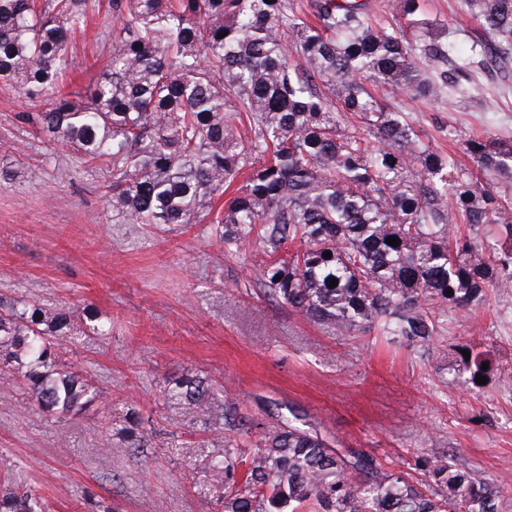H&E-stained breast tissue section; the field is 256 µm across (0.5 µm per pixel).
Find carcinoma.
Listing matches in <instances>:
<instances>
[{
  "label": "carcinoma",
  "instance_id": "carcinoma-1",
  "mask_svg": "<svg viewBox=\"0 0 512 512\" xmlns=\"http://www.w3.org/2000/svg\"><path fill=\"white\" fill-rule=\"evenodd\" d=\"M462 2L512 52V0ZM90 7L0 0V81L51 102L19 123L83 164H112L110 203L124 223L211 224L227 253L257 244L263 296L348 340L374 332L429 354L448 311L474 314L512 289V207L389 104L396 94L469 101L472 75L495 62L483 43L426 21L420 0H389L398 24L386 27L372 25L364 0H308L305 10L295 0H108L107 69L75 99L70 38ZM458 142L483 171L512 180V145ZM83 313L75 327L63 305L0 294V373L59 422L106 407V392L60 352L112 337V321ZM464 350L463 384L478 392L488 351ZM162 401L174 423L196 426L199 439L174 433L168 447L222 512H499V485L453 455L397 471L332 447L302 410L247 420L198 374L165 379ZM148 420L133 408L109 419L102 448L120 436L147 462ZM0 512H45L44 499L12 488Z\"/></svg>",
  "mask_w": 512,
  "mask_h": 512
}]
</instances>
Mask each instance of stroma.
<instances>
[{"mask_svg":"<svg viewBox=\"0 0 512 512\" xmlns=\"http://www.w3.org/2000/svg\"><path fill=\"white\" fill-rule=\"evenodd\" d=\"M422 5L457 40L486 41L461 0ZM112 30L110 13H91L72 45L70 89L106 67ZM473 80L469 103L399 97L433 149H455L459 135L512 143V59ZM32 108L0 82V163L15 173L0 182V293L111 319V341L77 356L113 412L134 405L150 415L153 446L144 466L128 448L102 449L101 411L62 426L36 408L0 404L1 478L38 490L48 512H89L94 501L109 512H221L198 498L194 472L167 450L163 380L202 371L245 417L302 408L330 443L399 469L418 452L455 455L497 481L501 510L512 512V292L492 295L480 317L449 315L431 358L372 334L343 339L267 301L254 266L225 253L209 225L123 223L108 202L111 164H81L16 122ZM468 340L493 364L477 393L456 379L457 347Z\"/></svg>","mask_w":512,"mask_h":512,"instance_id":"35a3bbf8","label":"stroma"}]
</instances>
